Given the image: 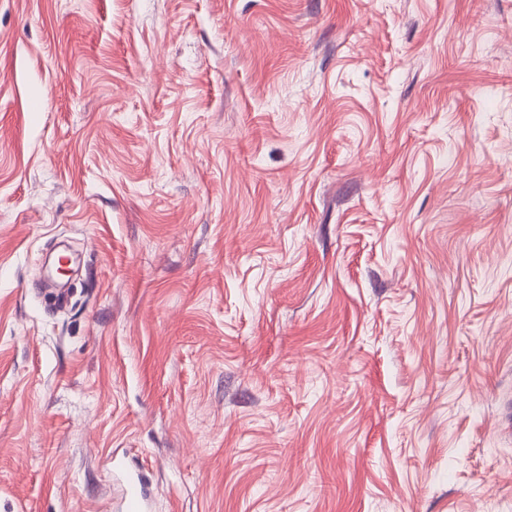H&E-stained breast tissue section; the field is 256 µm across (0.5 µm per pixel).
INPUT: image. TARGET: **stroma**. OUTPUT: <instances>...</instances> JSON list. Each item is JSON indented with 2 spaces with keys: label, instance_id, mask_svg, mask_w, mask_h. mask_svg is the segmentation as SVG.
Segmentation results:
<instances>
[{
  "label": "stroma",
  "instance_id": "stroma-1",
  "mask_svg": "<svg viewBox=\"0 0 512 512\" xmlns=\"http://www.w3.org/2000/svg\"><path fill=\"white\" fill-rule=\"evenodd\" d=\"M511 404L512 0H0V512H512ZM148 503L144 496V480L138 477L127 483L124 497V510L126 512H146Z\"/></svg>",
  "mask_w": 512,
  "mask_h": 512
}]
</instances>
